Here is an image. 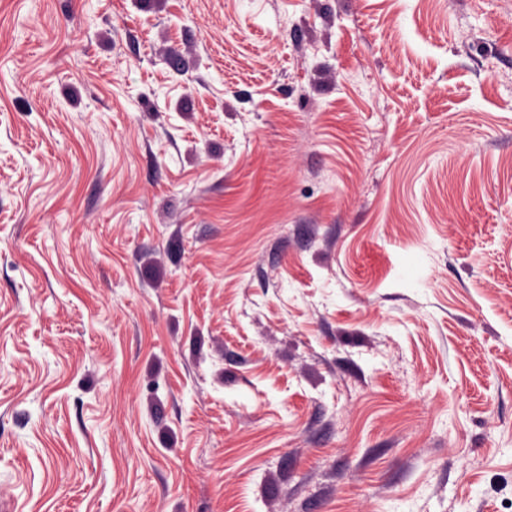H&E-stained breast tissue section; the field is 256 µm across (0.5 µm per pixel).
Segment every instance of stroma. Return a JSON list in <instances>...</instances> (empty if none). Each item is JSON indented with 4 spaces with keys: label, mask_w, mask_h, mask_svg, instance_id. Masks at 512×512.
<instances>
[{
    "label": "stroma",
    "mask_w": 512,
    "mask_h": 512,
    "mask_svg": "<svg viewBox=\"0 0 512 512\" xmlns=\"http://www.w3.org/2000/svg\"><path fill=\"white\" fill-rule=\"evenodd\" d=\"M9 512H512V0H0Z\"/></svg>",
    "instance_id": "35a3bbf8"
}]
</instances>
